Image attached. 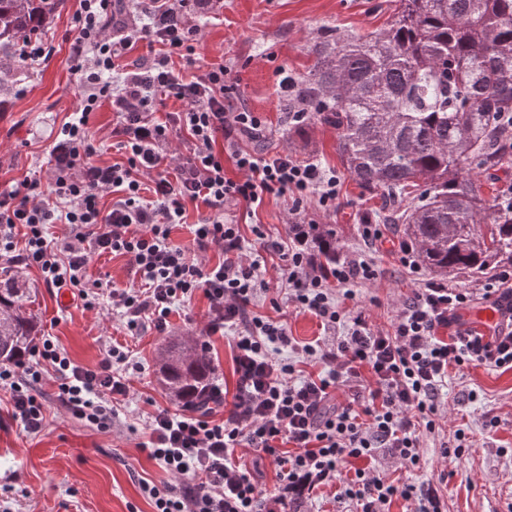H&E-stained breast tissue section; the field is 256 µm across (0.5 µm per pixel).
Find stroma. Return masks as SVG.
I'll list each match as a JSON object with an SVG mask.
<instances>
[{"mask_svg":"<svg viewBox=\"0 0 512 512\" xmlns=\"http://www.w3.org/2000/svg\"><path fill=\"white\" fill-rule=\"evenodd\" d=\"M77 0H64L41 37L50 42L52 58L32 68L15 61L0 69V192L25 180L48 184L54 136L79 106L81 89L69 70L77 33L72 17ZM395 0H213L201 29L197 53L202 62L224 63L237 86L238 99L263 118L267 132L256 149L284 152L297 161L314 160L338 179L334 210L325 212L305 202L306 221L336 230L340 257L363 250L378 270L369 284H355L347 307L362 313L370 327L390 329L403 304L419 283L400 263V227L386 221L388 199L363 191L343 168L336 152V131L316 120L294 125L285 114L286 98L279 87L280 69L302 77L314 63L312 45L326 28L343 35H365L387 27L394 18ZM290 197L268 195L256 209L231 204L227 217L240 224L244 236L261 225L271 239L288 230ZM380 225L383 236L372 246L361 237L363 223ZM20 287L29 289L26 310L37 322L38 336L52 337L59 352L79 366L98 365L109 345L129 356L121 370L130 386L111 430L100 431L72 417L57 398V381L46 374L38 387L45 426L27 432L11 420L12 405L0 389V512H153L142 483L177 485L178 480L140 448L145 420L155 407L178 410L164 392L158 359L171 341L194 345L207 320L209 303L203 294L176 307L165 332L148 329L130 335L113 317L108 304L85 309L80 300L61 303L57 289L47 287L37 269L19 268ZM88 276L104 289L135 284L126 257L92 255ZM259 314L286 323L290 336L305 344L324 337L318 318L296 309L286 293L276 303H264ZM445 416L434 434L422 440L423 470L414 471L387 459L380 476L400 482L432 483L448 500V512H512V370L470 366L451 374ZM497 419L485 424L486 416ZM468 440L461 457L446 458L443 442L456 429ZM265 512H342L336 489L322 486L304 497L284 493L276 468L260 465Z\"/></svg>","mask_w":512,"mask_h":512,"instance_id":"stroma-1","label":"stroma"}]
</instances>
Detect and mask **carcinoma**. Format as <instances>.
<instances>
[{"label":"carcinoma","mask_w":512,"mask_h":512,"mask_svg":"<svg viewBox=\"0 0 512 512\" xmlns=\"http://www.w3.org/2000/svg\"><path fill=\"white\" fill-rule=\"evenodd\" d=\"M61 3L0 0V67ZM313 54L288 111L301 106L336 129V151L362 190L411 200L391 223L403 224L419 264L441 278L512 264V199L484 198L475 173L512 156V0H398L388 27L366 38L325 29ZM310 231L335 260L336 231ZM26 301L16 277L0 285V364L32 348ZM159 373L184 407L205 405L216 386L208 352L197 347L166 350Z\"/></svg>","instance_id":"carcinoma-1"}]
</instances>
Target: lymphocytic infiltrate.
<instances>
[{
  "label": "lymphocytic infiltrate",
  "mask_w": 512,
  "mask_h": 512,
  "mask_svg": "<svg viewBox=\"0 0 512 512\" xmlns=\"http://www.w3.org/2000/svg\"><path fill=\"white\" fill-rule=\"evenodd\" d=\"M128 2L79 0L70 56L82 88L79 115L57 134L48 190L27 181L0 194V256L37 267L46 286L72 290L87 309L95 307L101 288L86 275L91 255L127 257L140 283L113 288L109 298L113 315L128 331H164L173 308L200 291L209 301L204 336H231L233 395L217 388L213 407L205 411L159 408L145 423L142 450L184 481L180 489L146 486L154 512H262L263 491L244 461L248 454L273 460L288 492L301 496L337 485L338 501L354 512H384L396 499L415 503L414 512H447L431 484H394L370 464L385 449L407 467L421 468V438L442 417L451 372L471 365L512 370V322L491 336L450 330L456 309L472 296L427 279L390 331L375 330L362 316L341 309L352 284L376 279L371 260L353 256L328 267L301 246L267 239L260 231L248 243L239 224L228 220L226 204L257 206L264 195L287 194L292 214H300L309 199L328 211L336 206L337 179L314 162L243 149L241 139L258 138L262 120L234 103L224 64L199 65L200 28L184 16L183 0H150L139 20L127 19ZM140 44L148 54L139 69L121 67ZM178 59L186 70L175 68ZM170 98L183 111L157 120V105ZM105 101L115 114L112 135L126 161L97 166L91 162L98 148L88 116ZM174 127L186 133L189 154L168 172L161 163ZM228 157L243 179L225 176ZM105 192L120 195L108 210L99 204ZM196 200L209 214L193 225L192 247L172 244L173 225L180 223L186 202ZM51 224L65 225L64 236L49 237ZM19 225L26 229L20 250L14 245ZM212 248L223 256L213 266L201 258ZM271 257L289 302L325 328L344 325L342 336L300 347L285 324L256 312L257 298L270 292ZM283 350L302 351L318 373L302 375L280 358ZM32 355L20 365H0V388L11 393L15 422L31 433L42 430L43 406L34 389L48 364L61 404L76 418L110 429L115 398L129 394L118 370L127 359L120 347L106 348L94 369L71 363L47 337Z\"/></svg>",
  "instance_id": "f902f5d3"
}]
</instances>
